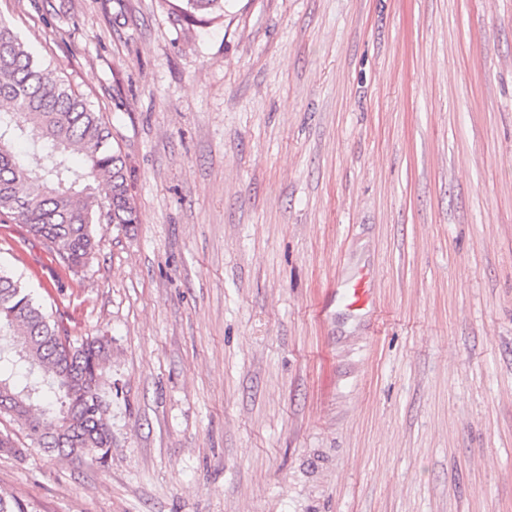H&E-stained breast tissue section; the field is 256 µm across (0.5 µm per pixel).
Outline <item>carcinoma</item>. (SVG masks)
Here are the masks:
<instances>
[{"mask_svg":"<svg viewBox=\"0 0 512 512\" xmlns=\"http://www.w3.org/2000/svg\"><path fill=\"white\" fill-rule=\"evenodd\" d=\"M182 2L190 17L224 8L223 0ZM25 138L40 147L22 161L13 142ZM111 138L87 98L37 62L0 20V222L23 224L68 269L82 266L97 247L93 225L137 220L125 161ZM74 153L84 158L81 174L71 165ZM82 176L107 184L105 201L88 186L76 189ZM109 355L100 338L71 342L20 279L0 269V413L25 427L39 449L64 457L95 450L102 460L111 454L98 393ZM20 368L41 380L20 379Z\"/></svg>","mask_w":512,"mask_h":512,"instance_id":"1","label":"carcinoma"}]
</instances>
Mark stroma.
I'll return each instance as SVG.
<instances>
[{"label":"stroma","mask_w":512,"mask_h":512,"mask_svg":"<svg viewBox=\"0 0 512 512\" xmlns=\"http://www.w3.org/2000/svg\"><path fill=\"white\" fill-rule=\"evenodd\" d=\"M0 0L139 221L0 266L102 337L112 453L0 414L28 512H512V0ZM373 276L375 316L336 303Z\"/></svg>","instance_id":"obj_1"}]
</instances>
